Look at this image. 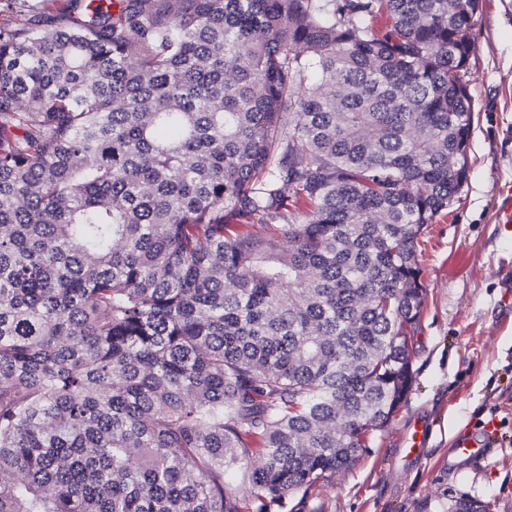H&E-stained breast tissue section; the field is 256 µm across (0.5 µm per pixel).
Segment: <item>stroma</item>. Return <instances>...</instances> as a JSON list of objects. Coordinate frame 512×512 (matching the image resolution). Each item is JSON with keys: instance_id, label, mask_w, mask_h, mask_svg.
I'll return each instance as SVG.
<instances>
[{"instance_id": "obj_1", "label": "stroma", "mask_w": 512, "mask_h": 512, "mask_svg": "<svg viewBox=\"0 0 512 512\" xmlns=\"http://www.w3.org/2000/svg\"><path fill=\"white\" fill-rule=\"evenodd\" d=\"M470 38L467 175L420 236L427 300L410 332L415 381L359 461L316 488L319 512H448L460 496L512 512V223L497 218L512 203V0H480ZM416 420L428 441L407 462L401 435ZM489 423L499 448L449 467L452 441Z\"/></svg>"}]
</instances>
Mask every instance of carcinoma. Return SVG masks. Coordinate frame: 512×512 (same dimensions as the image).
Wrapping results in <instances>:
<instances>
[{
	"label": "carcinoma",
	"instance_id": "cac0c4a2",
	"mask_svg": "<svg viewBox=\"0 0 512 512\" xmlns=\"http://www.w3.org/2000/svg\"><path fill=\"white\" fill-rule=\"evenodd\" d=\"M22 2L0 8V512H306L412 387L479 0Z\"/></svg>",
	"mask_w": 512,
	"mask_h": 512
}]
</instances>
